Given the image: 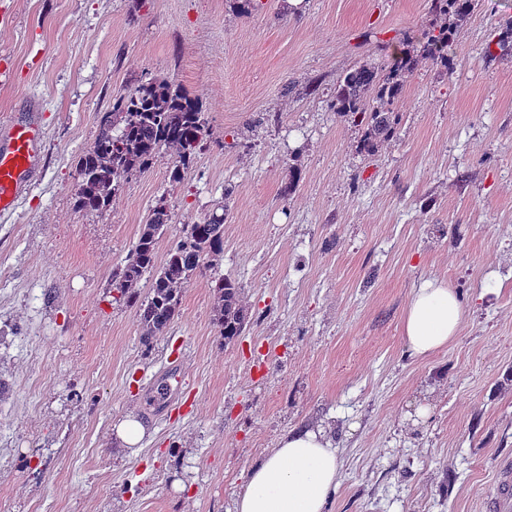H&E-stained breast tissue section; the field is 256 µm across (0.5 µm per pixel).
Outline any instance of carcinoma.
<instances>
[{"label": "carcinoma", "mask_w": 512, "mask_h": 512, "mask_svg": "<svg viewBox=\"0 0 512 512\" xmlns=\"http://www.w3.org/2000/svg\"><path fill=\"white\" fill-rule=\"evenodd\" d=\"M476 0H432L439 17L419 50L404 48L385 66L363 65L336 82L334 109L364 124L360 150L374 154L393 137L399 113L393 105L401 98L406 79L419 60L448 65V43L466 22ZM499 53H494L492 46ZM489 58L512 57V23L487 44ZM95 145L76 164L75 204L85 212H100L112 205L122 179L148 171L155 158L167 151L174 157L170 181L179 183L192 169L208 135L209 121L202 104L166 77L140 83L115 99L112 110L98 116ZM225 215L211 213L184 225V236L172 245L162 266H157V245L171 215L164 199L153 207L125 264L112 274V287L139 316L143 343L164 335L179 314L183 290L208 262L224 254ZM154 272L150 294L140 296L142 277ZM213 321L224 344L234 342L250 323L239 284L224 276L215 279Z\"/></svg>", "instance_id": "obj_1"}]
</instances>
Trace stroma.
<instances>
[{
  "instance_id": "1",
  "label": "stroma",
  "mask_w": 512,
  "mask_h": 512,
  "mask_svg": "<svg viewBox=\"0 0 512 512\" xmlns=\"http://www.w3.org/2000/svg\"><path fill=\"white\" fill-rule=\"evenodd\" d=\"M433 20L431 0H0V122L44 132L30 187L0 214L11 512H231L281 436L318 423L343 464L326 512H484L512 459V60L483 51L512 0H479L447 65L419 63L374 155L332 106L345 71L387 64ZM152 76L208 114L190 174L171 182L165 152L109 209L79 211L97 113ZM161 198L163 252L219 202L228 215L223 256L146 345L112 272ZM223 275L252 316L228 345ZM432 277L465 317L418 360L401 322ZM130 415L146 428L134 453L115 436Z\"/></svg>"
}]
</instances>
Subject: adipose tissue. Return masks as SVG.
Here are the masks:
<instances>
[{"label": "adipose tissue", "instance_id": "adipose-tissue-1", "mask_svg": "<svg viewBox=\"0 0 512 512\" xmlns=\"http://www.w3.org/2000/svg\"><path fill=\"white\" fill-rule=\"evenodd\" d=\"M463 318L464 308L447 281L425 280L413 290L403 316L406 350L424 358L447 348ZM340 472L339 449L325 426L290 429L250 469L233 512H325Z\"/></svg>", "mask_w": 512, "mask_h": 512}]
</instances>
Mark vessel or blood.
Returning a JSON list of instances; mask_svg holds the SVG:
<instances>
[{"mask_svg":"<svg viewBox=\"0 0 512 512\" xmlns=\"http://www.w3.org/2000/svg\"><path fill=\"white\" fill-rule=\"evenodd\" d=\"M6 137L7 146L0 148L1 213L13 208L32 181L42 132L34 125H14L8 128ZM484 507L486 512H512V462H499L496 482Z\"/></svg>","mask_w":512,"mask_h":512,"instance_id":"obj_1","label":"vessel or blood"}]
</instances>
